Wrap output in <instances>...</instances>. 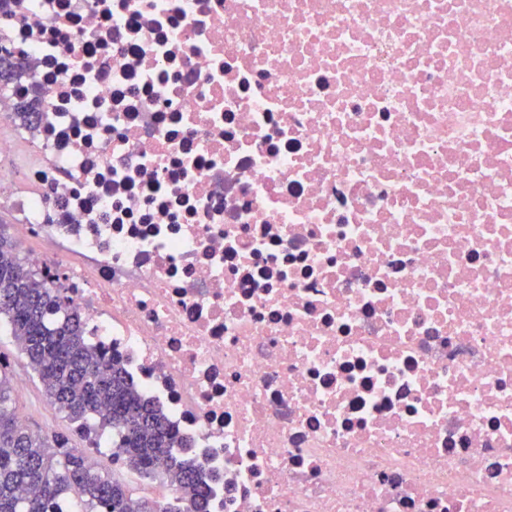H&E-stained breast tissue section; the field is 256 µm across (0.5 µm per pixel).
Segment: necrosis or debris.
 <instances>
[{
  "mask_svg": "<svg viewBox=\"0 0 512 512\" xmlns=\"http://www.w3.org/2000/svg\"><path fill=\"white\" fill-rule=\"evenodd\" d=\"M0 206L214 512H512V0H0Z\"/></svg>",
  "mask_w": 512,
  "mask_h": 512,
  "instance_id": "obj_1",
  "label": "necrosis or debris"
}]
</instances>
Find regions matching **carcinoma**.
<instances>
[{
	"label": "carcinoma",
	"mask_w": 512,
	"mask_h": 512,
	"mask_svg": "<svg viewBox=\"0 0 512 512\" xmlns=\"http://www.w3.org/2000/svg\"><path fill=\"white\" fill-rule=\"evenodd\" d=\"M15 60L7 87L27 73ZM38 99L16 102L15 116L31 123ZM11 334L47 398L77 431L88 437L112 431V458L123 461L127 476L87 463V452L67 432L41 435L18 424L11 378L0 368V512H211L207 474L196 462L176 454L183 445L161 410L139 397L117 359H108L87 342L80 312L57 288L39 279L13 242L0 233V321ZM176 483L173 496L136 493L129 475Z\"/></svg>",
	"instance_id": "cac0c4a2"
}]
</instances>
